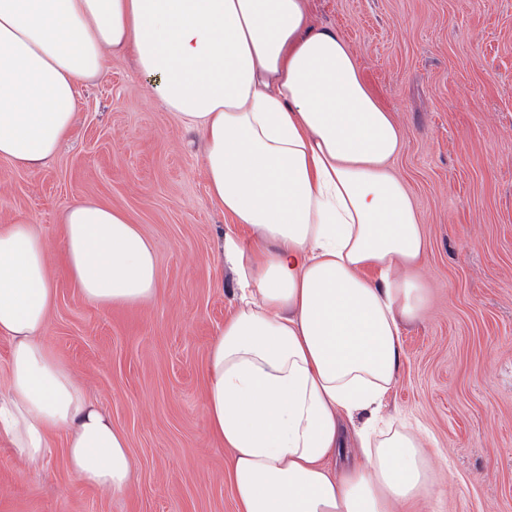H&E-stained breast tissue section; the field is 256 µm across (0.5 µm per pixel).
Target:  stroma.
Listing matches in <instances>:
<instances>
[{
	"mask_svg": "<svg viewBox=\"0 0 512 512\" xmlns=\"http://www.w3.org/2000/svg\"><path fill=\"white\" fill-rule=\"evenodd\" d=\"M403 131L394 160L424 225L428 295L403 336L384 411L420 425L433 486L414 512H512V0H309ZM200 135L148 96L130 57L81 87L76 124L32 172L0 159V225L25 216L48 246L47 343L129 438L121 492L83 487L57 434L30 468L0 436V512H236L232 455L210 438L211 343L240 294L220 261L242 234L207 192ZM92 200L152 241L162 282L136 307L88 302L62 260V217Z\"/></svg>",
	"mask_w": 512,
	"mask_h": 512,
	"instance_id": "35a3bbf8",
	"label": "stroma"
}]
</instances>
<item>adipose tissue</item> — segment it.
<instances>
[{
	"label": "adipose tissue",
	"instance_id": "1",
	"mask_svg": "<svg viewBox=\"0 0 512 512\" xmlns=\"http://www.w3.org/2000/svg\"><path fill=\"white\" fill-rule=\"evenodd\" d=\"M129 56L150 98L200 132L207 191L255 242L224 237L241 294L211 344L209 436L232 453L237 512H407L429 492L420 429L384 422L427 253L392 162L403 134L345 39L307 0H0V158L36 170L70 136L80 87ZM63 259L103 307L153 300L154 247L119 208L63 219ZM55 290L30 219L0 225V434L30 465L66 434L85 486L120 492L127 435L45 342ZM352 426L358 456H336Z\"/></svg>",
	"mask_w": 512,
	"mask_h": 512
}]
</instances>
